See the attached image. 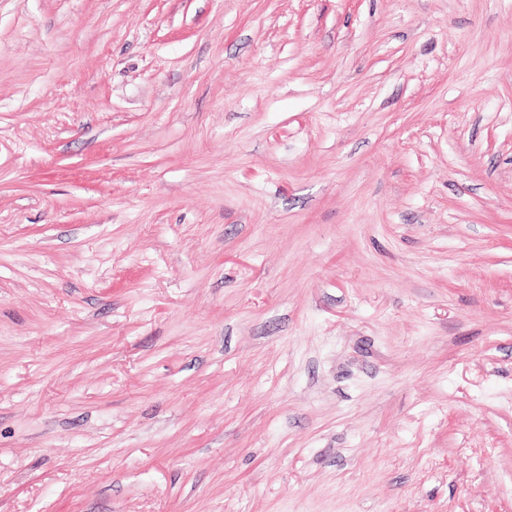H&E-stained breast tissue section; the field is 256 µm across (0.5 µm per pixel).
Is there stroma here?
I'll use <instances>...</instances> for the list:
<instances>
[{"label":"stroma","mask_w":512,"mask_h":512,"mask_svg":"<svg viewBox=\"0 0 512 512\" xmlns=\"http://www.w3.org/2000/svg\"><path fill=\"white\" fill-rule=\"evenodd\" d=\"M0 512H512V0H0Z\"/></svg>","instance_id":"35a3bbf8"}]
</instances>
